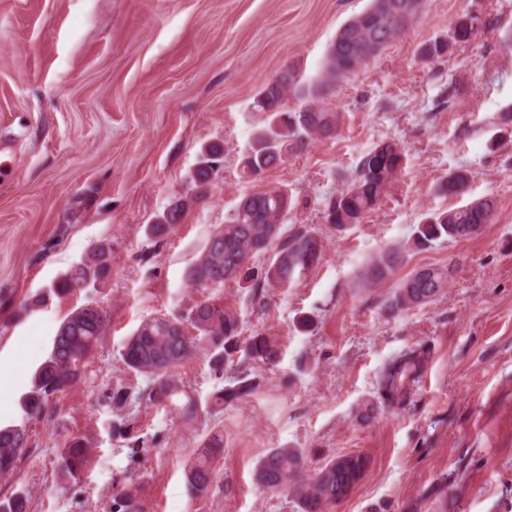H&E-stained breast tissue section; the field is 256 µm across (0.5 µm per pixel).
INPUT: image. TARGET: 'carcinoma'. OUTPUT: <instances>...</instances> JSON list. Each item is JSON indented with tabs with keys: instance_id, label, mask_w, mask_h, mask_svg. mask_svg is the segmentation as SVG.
Listing matches in <instances>:
<instances>
[{
	"instance_id": "obj_1",
	"label": "carcinoma",
	"mask_w": 512,
	"mask_h": 512,
	"mask_svg": "<svg viewBox=\"0 0 512 512\" xmlns=\"http://www.w3.org/2000/svg\"><path fill=\"white\" fill-rule=\"evenodd\" d=\"M424 0H370L368 7L346 21L329 44L319 72L304 77L288 68L284 83L267 81L258 93L254 108L268 113L264 125L252 136L242 155V172L251 177L279 167L293 154L315 140L336 136L340 113L323 107L317 112L307 110L309 102H324L326 92L338 80L356 74L377 58L408 26L401 7L411 14L422 10ZM474 17L464 16L452 29L451 40L435 39L420 47L418 56L426 62L445 57L450 44L468 43L476 35ZM292 96L299 107L285 108L286 97ZM404 160V152L395 144L384 143L366 153L358 164L353 181L331 199L323 211L325 223L337 232L362 221L393 185ZM224 161V144L212 142L202 147L199 160L189 175L188 190L192 194L172 200L147 225V239L158 243L168 237L181 223L189 203L210 196L214 181ZM470 174L465 170L449 173L439 183V190L464 197L469 194ZM292 201L288 193L275 189L243 197L224 224L208 238L200 256L186 272L193 288L219 287L231 281L249 284L253 296L262 300L264 292L274 287H290L304 277L320 259L322 240L308 225L283 229ZM496 215V203L488 197L472 199L456 208L429 212L416 225L412 243L420 251L434 245L471 239L469 230L484 228ZM272 251L267 266L261 270L250 267L257 255ZM111 247L93 246L87 257L71 265L47 291L35 298L43 302L50 295H73L97 288L111 272ZM404 263L400 249L386 248L372 257L359 273L360 284L381 285L392 279ZM448 287V269L432 265L412 270L398 281L393 302L388 308L409 309L427 304ZM109 323L103 308L70 314L59 326L47 358L35 372L26 408L32 415L41 414L57 395L81 382L91 364L94 349ZM190 325L197 335L186 334ZM212 351L213 369L222 374L224 366L241 353L249 362L274 365L279 356L273 339L263 333L240 339L238 315L224 305L204 299L186 312L174 316L161 315L144 320L128 336L121 358L128 370L146 376L150 383L141 395L151 404L173 401L180 394L171 370L194 355L199 346ZM427 353L411 347L387 362L378 382L382 403L390 408L409 404L410 386L425 371ZM254 388L249 374L233 370L228 385L217 390L212 403L219 406L247 395ZM27 431L21 426L0 428V477H10L19 454L27 444ZM223 451L221 439L215 437L196 450V458L186 472V481L196 495L206 493L213 480V460ZM90 448L82 437L69 439L60 454L58 469L64 478H78L89 462ZM367 460L361 455L338 457L313 477L303 474L304 460L292 448H274L259 463L255 479L266 490L289 489L296 498L300 512H325L330 504L343 501L362 479ZM29 498L16 492L0 500V512H28ZM115 512H143L142 504L129 490L113 498Z\"/></svg>"
}]
</instances>
